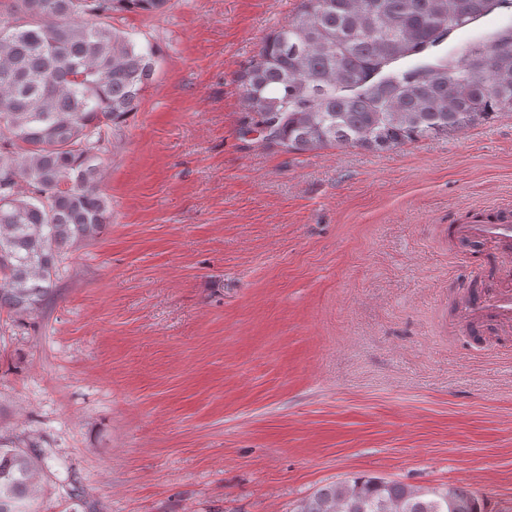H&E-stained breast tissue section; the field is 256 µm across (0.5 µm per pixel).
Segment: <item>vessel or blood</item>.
<instances>
[{
  "label": "vessel or blood",
  "instance_id": "b4317fda",
  "mask_svg": "<svg viewBox=\"0 0 512 512\" xmlns=\"http://www.w3.org/2000/svg\"><path fill=\"white\" fill-rule=\"evenodd\" d=\"M448 234L455 241L472 244L473 250L466 253L465 258L474 265L483 264V251H493L496 257L500 286L470 301L463 314L465 323L472 325L490 317L512 324V220L486 216L467 224L449 225Z\"/></svg>",
  "mask_w": 512,
  "mask_h": 512
}]
</instances>
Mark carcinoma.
<instances>
[{
    "label": "carcinoma",
    "mask_w": 512,
    "mask_h": 512,
    "mask_svg": "<svg viewBox=\"0 0 512 512\" xmlns=\"http://www.w3.org/2000/svg\"><path fill=\"white\" fill-rule=\"evenodd\" d=\"M168 0H0V312L53 294L60 265L111 223L99 165L112 128L139 105L156 50L115 15ZM512 0H299L241 79L261 141L286 152L389 151L512 112V23L455 53H424ZM51 467L35 437L0 434V512H39ZM295 512H484L456 485L355 475Z\"/></svg>",
    "instance_id": "cac0c4a2"
}]
</instances>
